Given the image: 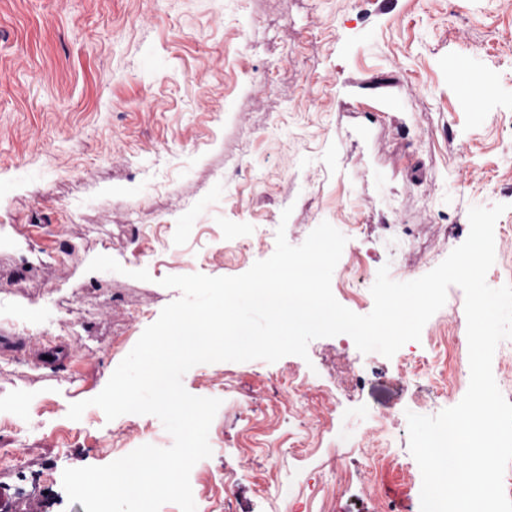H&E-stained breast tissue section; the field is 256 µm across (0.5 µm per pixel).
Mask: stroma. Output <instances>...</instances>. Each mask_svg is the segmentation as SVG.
<instances>
[{
	"mask_svg": "<svg viewBox=\"0 0 512 512\" xmlns=\"http://www.w3.org/2000/svg\"><path fill=\"white\" fill-rule=\"evenodd\" d=\"M512 111V0H0V302L17 313L52 299L79 334L49 341L10 333L0 351V392L17 391L35 427L18 442L9 402L0 401V512H85L69 502L65 469L112 462L106 440L124 418L95 406L68 419L71 404L98 395L146 327L181 292L169 275L237 276L269 258L267 234L246 255L224 245L228 224H285L302 244L321 222L348 240L340 266L375 281L387 230L413 233L418 246L399 282L417 279L467 238L471 207L505 205L498 226L512 238V142L498 115ZM466 156L467 166L457 164ZM53 188L57 207L46 205ZM155 208L149 224L130 209ZM289 220H282L284 209ZM107 214L99 231L68 212ZM163 264L136 251L156 239ZM68 247L65 263L48 260ZM192 263H183V256ZM357 354L359 372L341 390L342 430L358 433L380 407L408 455L407 412L417 405L399 373L418 352ZM53 365L39 364L41 352ZM200 364L183 377L196 396L210 381L233 386L209 430L216 446L190 473L205 512H267L254 492L269 465L250 440L278 438L287 423L269 417L242 431V410L271 408L272 380L294 366ZM250 467L225 492L214 477ZM299 493L300 512H418L407 473L373 470L360 449L316 452ZM335 469L324 487L315 473Z\"/></svg>",
	"mask_w": 512,
	"mask_h": 512,
	"instance_id": "35a3bbf8",
	"label": "stroma"
}]
</instances>
